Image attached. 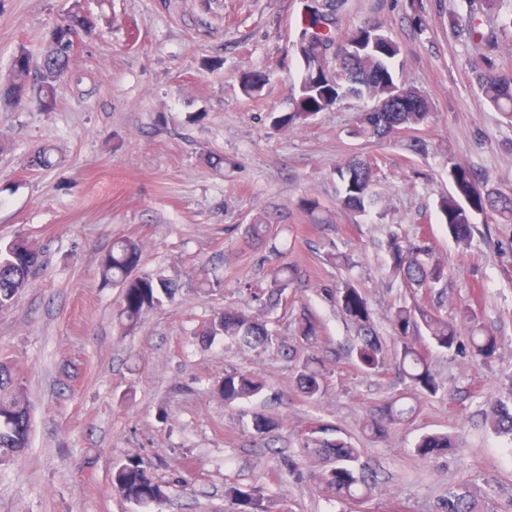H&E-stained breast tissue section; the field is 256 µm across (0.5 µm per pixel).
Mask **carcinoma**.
Wrapping results in <instances>:
<instances>
[{
  "label": "carcinoma",
  "instance_id": "1",
  "mask_svg": "<svg viewBox=\"0 0 512 512\" xmlns=\"http://www.w3.org/2000/svg\"><path fill=\"white\" fill-rule=\"evenodd\" d=\"M465 21L451 14L448 25L457 36L486 48L483 66L475 70L479 96L502 112L512 124V73L500 70L497 54L512 52V0H468ZM343 0H309L298 40L296 54L303 64L293 111L274 120V127L292 130L302 127L315 114L355 98L367 100L371 106L362 113L353 130L356 137L377 140L396 137L403 132H417L427 126L430 108L427 100L398 78L393 63L400 53L398 44L382 24L367 22L355 27L344 26ZM489 28L481 29L482 22ZM97 20L84 11L81 0H73L67 14L46 35V47L39 60L31 51L18 46L12 56L7 77L0 80V102L19 105L36 91L39 107L49 112L57 102V90L67 84L79 89L83 76L73 69L75 40L80 33L91 32ZM59 163L53 148L44 145L30 156L29 166L48 169ZM376 163L371 159L349 161L336 169L340 205L360 215L379 209L381 197L375 190ZM452 192L438 202L442 223L448 234L462 247L470 245L477 220L492 217L502 224H512V193L488 186L466 165L453 163L448 168ZM389 274L415 291L432 293L448 280V265L435 257L426 234L412 242L396 231L386 240ZM143 244L132 238L118 237L99 259L103 283L120 290L119 316L126 331L134 330L162 299L175 298L176 284L162 274L141 271ZM44 265L43 251L26 237H15L0 243V311L8 310L15 298L30 288ZM299 278V270L286 262L271 269L265 285L248 286L247 291L259 301L265 313H251L226 307L213 312L199 336L209 340L231 339L254 351L277 349L285 356L294 350L284 344L276 331L269 328L265 314L283 305L288 288ZM333 299L345 319L355 328L356 339L349 349L351 358L366 374L383 369L386 343L379 336L374 311L364 293L346 281L335 289ZM460 320L470 322L467 330L459 323L440 316L432 307L417 300L400 301L391 307L388 321L396 343V371L407 388L419 397H435L444 391L430 364L429 349L448 353H464L476 361L489 362L498 356L500 342L496 334L472 323V311L465 305ZM321 333L318 319L310 312L300 313L297 336L314 345ZM327 384L322 360L307 358L300 366L296 385L307 398L321 394ZM266 380L255 372L224 370L212 383V392L233 409L261 394ZM415 408L392 401L371 414L365 428L377 437L385 436L396 425L410 421ZM493 432L512 437V388L491 402L486 412ZM255 434L273 436L282 428L279 417L265 412L250 415ZM31 407L24 387L12 377L7 364L0 362V464L20 457L30 445ZM328 426H316L301 448L303 454H314L331 461L314 479L327 500L352 502L370 497L375 483L372 471L360 462L361 449L348 436L326 437ZM457 449L455 439L446 433L419 436L414 452L427 459H437ZM169 483L153 478L143 461L132 458L116 467L112 489L135 505H153L160 509L167 502ZM225 499L233 512H267L265 497L259 488L245 490L235 484L225 487ZM440 512H476L466 492L448 491L439 506Z\"/></svg>",
  "mask_w": 512,
  "mask_h": 512
}]
</instances>
